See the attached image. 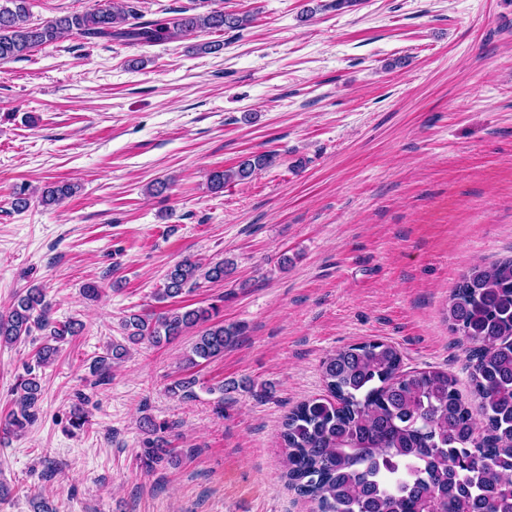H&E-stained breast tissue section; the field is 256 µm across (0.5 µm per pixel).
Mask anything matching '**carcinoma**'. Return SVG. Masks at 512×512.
<instances>
[{"label":"carcinoma","mask_w":512,"mask_h":512,"mask_svg":"<svg viewBox=\"0 0 512 512\" xmlns=\"http://www.w3.org/2000/svg\"><path fill=\"white\" fill-rule=\"evenodd\" d=\"M202 12L145 20L130 0L106 2L84 12L30 23V0H0V61L23 59L35 48L76 34L87 40L119 39L153 45L188 39L199 32L243 30L245 15L197 0ZM273 162L268 153L243 158L232 170L210 176L214 189L251 178ZM72 185L48 183L41 201L57 205ZM224 260L200 263L185 258L171 266L154 291L158 303H177L205 283L224 281ZM215 305H181L160 313H133L121 326L127 344H114L91 365L98 381L129 346L169 342L201 328L186 358L197 367L224 354L239 329L213 321ZM446 318L474 344L470 381L484 418L477 433L455 382L441 371H400L397 349L382 341L349 345L328 354L321 369L329 397L303 402L283 422L285 477L298 494L317 503L318 512H512V258L473 266L453 290ZM80 324L51 318L43 288L17 294L0 314V344L13 345L42 333L35 363L19 376L13 408L0 418V434L23 431L36 417L43 395L38 370L53 364L60 344L77 335ZM140 454L154 470L177 465L167 434L176 423L142 418Z\"/></svg>","instance_id":"1"}]
</instances>
